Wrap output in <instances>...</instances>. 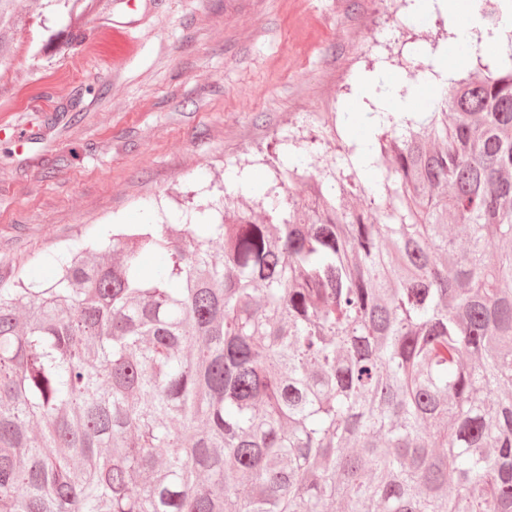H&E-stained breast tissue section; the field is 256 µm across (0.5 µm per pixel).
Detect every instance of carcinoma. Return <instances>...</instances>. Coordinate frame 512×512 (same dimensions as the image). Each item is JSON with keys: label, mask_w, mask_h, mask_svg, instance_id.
Returning a JSON list of instances; mask_svg holds the SVG:
<instances>
[{"label": "carcinoma", "mask_w": 512, "mask_h": 512, "mask_svg": "<svg viewBox=\"0 0 512 512\" xmlns=\"http://www.w3.org/2000/svg\"><path fill=\"white\" fill-rule=\"evenodd\" d=\"M496 27L501 0H479ZM288 214L0 284V512H512V41Z\"/></svg>", "instance_id": "carcinoma-1"}]
</instances>
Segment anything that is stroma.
<instances>
[{"label":"stroma","mask_w":512,"mask_h":512,"mask_svg":"<svg viewBox=\"0 0 512 512\" xmlns=\"http://www.w3.org/2000/svg\"><path fill=\"white\" fill-rule=\"evenodd\" d=\"M414 0H19L0 35V282L47 276L68 245L115 224H204L264 191L290 159L342 166L377 115L363 72L424 74L458 43ZM78 20L83 42L47 43Z\"/></svg>","instance_id":"1"}]
</instances>
